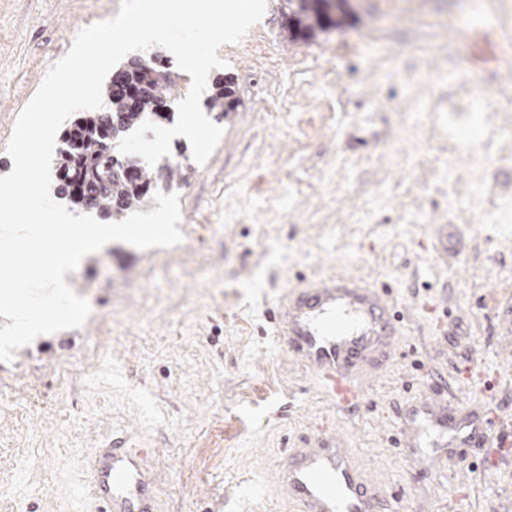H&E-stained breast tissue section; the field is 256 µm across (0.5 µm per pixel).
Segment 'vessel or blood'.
Returning a JSON list of instances; mask_svg holds the SVG:
<instances>
[{
    "mask_svg": "<svg viewBox=\"0 0 512 512\" xmlns=\"http://www.w3.org/2000/svg\"><path fill=\"white\" fill-rule=\"evenodd\" d=\"M397 315L379 288L360 279L302 282L284 296L278 315L282 342L328 383L355 388L353 358L394 334ZM146 448H99L83 482L95 512H154V480ZM297 512H372L377 488L366 485L350 449L335 437L290 449L275 470Z\"/></svg>",
    "mask_w": 512,
    "mask_h": 512,
    "instance_id": "1",
    "label": "vessel or blood"
}]
</instances>
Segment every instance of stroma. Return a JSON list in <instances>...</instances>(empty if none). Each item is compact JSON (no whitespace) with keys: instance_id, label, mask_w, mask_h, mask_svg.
<instances>
[{"instance_id":"obj_1","label":"stroma","mask_w":512,"mask_h":512,"mask_svg":"<svg viewBox=\"0 0 512 512\" xmlns=\"http://www.w3.org/2000/svg\"><path fill=\"white\" fill-rule=\"evenodd\" d=\"M116 0H0V177L19 113ZM276 0L222 46L239 99L205 165L174 175L180 244L116 241L68 283L93 312L0 362V512H91L82 464L112 442L154 451L160 512H292L273 469L334 433L382 497L374 512L512 508V70L492 61L512 0H350L343 29L288 41ZM469 56L496 111L450 81ZM336 107L327 116L326 103ZM480 133L474 162L464 130ZM353 276L401 313L390 357L341 406L272 333L285 290ZM97 351L96 372L56 366ZM439 392L491 437L441 466L398 446L406 408Z\"/></svg>"}]
</instances>
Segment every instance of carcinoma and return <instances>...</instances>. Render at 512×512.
<instances>
[{
    "mask_svg": "<svg viewBox=\"0 0 512 512\" xmlns=\"http://www.w3.org/2000/svg\"><path fill=\"white\" fill-rule=\"evenodd\" d=\"M284 2L288 25L283 31L290 41L308 40L346 24L347 14L333 11L331 0ZM176 78L154 55L112 73L102 111L80 113L62 135V146L53 165L59 193L118 222L127 210L148 203L151 190L172 189L173 170L180 168L173 159L166 158L150 168L137 156L120 154L117 145L143 122L161 118L157 112L160 106L175 103ZM208 106L226 116L236 111L238 103L231 80L216 81Z\"/></svg>",
    "mask_w": 512,
    "mask_h": 512,
    "instance_id": "1",
    "label": "carcinoma"
}]
</instances>
